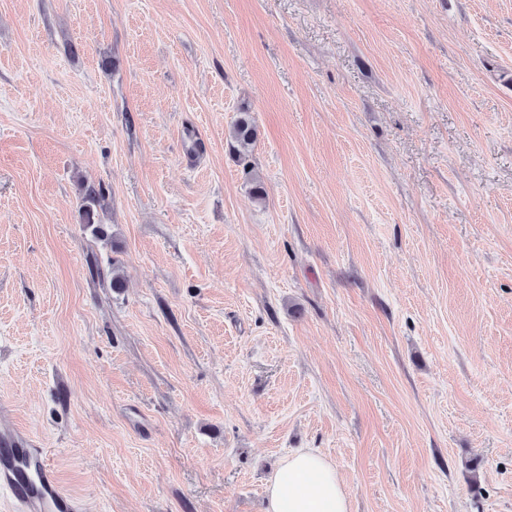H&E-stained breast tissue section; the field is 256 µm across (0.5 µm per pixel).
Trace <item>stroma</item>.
I'll return each mask as SVG.
<instances>
[{
  "label": "stroma",
  "mask_w": 512,
  "mask_h": 512,
  "mask_svg": "<svg viewBox=\"0 0 512 512\" xmlns=\"http://www.w3.org/2000/svg\"><path fill=\"white\" fill-rule=\"evenodd\" d=\"M0 408L85 512H512V0H0ZM238 117L232 132V139L236 143V150L241 157L245 156L246 151L257 139V127L254 124L249 112V107L241 106ZM266 496L265 512H350L336 468L310 449L288 454L268 479Z\"/></svg>",
  "instance_id": "35a3bbf8"
}]
</instances>
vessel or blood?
Segmentation results:
<instances>
[{"mask_svg": "<svg viewBox=\"0 0 512 512\" xmlns=\"http://www.w3.org/2000/svg\"><path fill=\"white\" fill-rule=\"evenodd\" d=\"M0 492L14 512H80L77 497L64 491L44 451L16 428H0Z\"/></svg>", "mask_w": 512, "mask_h": 512, "instance_id": "vessel-or-blood-1", "label": "vessel or blood"}]
</instances>
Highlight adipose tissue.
Wrapping results in <instances>:
<instances>
[{
  "instance_id": "obj_1",
  "label": "adipose tissue",
  "mask_w": 512,
  "mask_h": 512,
  "mask_svg": "<svg viewBox=\"0 0 512 512\" xmlns=\"http://www.w3.org/2000/svg\"><path fill=\"white\" fill-rule=\"evenodd\" d=\"M266 496V512H349L335 467L310 449L288 454L270 476Z\"/></svg>"
}]
</instances>
